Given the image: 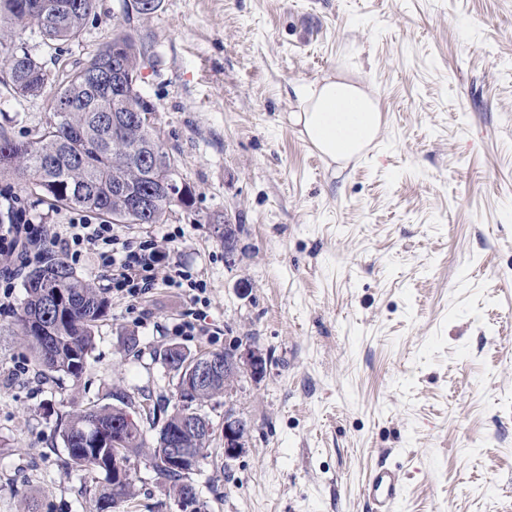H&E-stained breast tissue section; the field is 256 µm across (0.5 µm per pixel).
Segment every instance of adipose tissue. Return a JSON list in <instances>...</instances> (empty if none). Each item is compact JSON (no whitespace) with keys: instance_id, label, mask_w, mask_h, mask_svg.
I'll return each instance as SVG.
<instances>
[{"instance_id":"obj_1","label":"adipose tissue","mask_w":512,"mask_h":512,"mask_svg":"<svg viewBox=\"0 0 512 512\" xmlns=\"http://www.w3.org/2000/svg\"><path fill=\"white\" fill-rule=\"evenodd\" d=\"M288 119L319 153L332 162L361 156L382 127L379 102L357 85L323 79L303 88Z\"/></svg>"}]
</instances>
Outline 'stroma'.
Masks as SVG:
<instances>
[{
  "label": "stroma",
  "mask_w": 512,
  "mask_h": 512,
  "mask_svg": "<svg viewBox=\"0 0 512 512\" xmlns=\"http://www.w3.org/2000/svg\"><path fill=\"white\" fill-rule=\"evenodd\" d=\"M120 5L96 0L74 41L17 32L51 74L38 96L5 85L0 52L15 139L42 132L57 83L109 40ZM131 31L156 56L141 90L193 204L120 230L172 234L208 304L163 283L109 292L84 253L75 269L109 310L81 377L61 380L17 334L15 286L0 307V512H89L93 482L63 467L60 419L144 390L177 409L160 361L173 342L272 360L203 408L214 429L228 410L250 424L240 457L216 446L195 472L206 512H367L360 489L382 465L405 480L396 512H512V0H163ZM331 76L383 114L343 168L288 121L298 91ZM13 197L47 224L72 214L16 181L0 207ZM227 218L242 227L231 264L213 230ZM195 309L204 334L176 333ZM130 467L136 495L108 512H177L151 468Z\"/></svg>",
  "instance_id": "35a3bbf8"
}]
</instances>
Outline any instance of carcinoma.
<instances>
[{
    "instance_id": "obj_1",
    "label": "carcinoma",
    "mask_w": 512,
    "mask_h": 512,
    "mask_svg": "<svg viewBox=\"0 0 512 512\" xmlns=\"http://www.w3.org/2000/svg\"><path fill=\"white\" fill-rule=\"evenodd\" d=\"M96 0H0V31L35 27L50 43L77 39ZM140 53L132 36L115 28L112 38L67 75L55 96L54 111L38 137L18 141L0 126V179H18L69 208L112 218L117 224H163L173 201L158 194L156 178L174 168L159 148L155 168L143 166L158 136L155 112L133 82ZM14 93L37 96L49 83L45 66L24 51L7 55ZM26 299L16 318L19 335L43 370L77 379L94 345V327L108 310V299L71 266L46 257L29 269ZM189 396L211 398L224 392V379L191 386ZM140 410L159 427L151 446L143 429L121 408L95 406L69 415L62 431L67 450L63 466L103 473L107 485L95 500L96 512L134 497L132 478L112 479V459L141 457L164 480L165 496L196 503L184 484L192 464L170 461L165 448L197 457L204 425L181 428L183 414L168 412L152 395ZM198 504V503H196ZM198 504L194 512H204Z\"/></svg>"
}]
</instances>
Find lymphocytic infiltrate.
<instances>
[{"label":"lymphocytic infiltrate","mask_w":512,"mask_h":512,"mask_svg":"<svg viewBox=\"0 0 512 512\" xmlns=\"http://www.w3.org/2000/svg\"><path fill=\"white\" fill-rule=\"evenodd\" d=\"M46 242L59 246L73 263L80 262L87 250H98L100 267L113 289L131 298L147 293L160 279L176 288L184 286L201 294L206 291L205 284L193 279L157 240L149 236L127 238L115 225L80 213L71 216L62 230L30 217L0 228L1 289L13 288L18 266Z\"/></svg>","instance_id":"f902f5d3"}]
</instances>
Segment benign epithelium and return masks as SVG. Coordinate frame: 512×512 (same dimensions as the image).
I'll use <instances>...</instances> for the list:
<instances>
[{
	"mask_svg": "<svg viewBox=\"0 0 512 512\" xmlns=\"http://www.w3.org/2000/svg\"><path fill=\"white\" fill-rule=\"evenodd\" d=\"M239 233L240 227L238 225L224 222V228L220 232V236L224 237L225 259L229 264L234 261ZM166 350H178L185 355L186 362H195V365L192 366V374L195 375L196 381L199 383L206 382L217 375H224V395L226 396L234 391L240 373L245 372L252 380L260 381L268 371L269 358L267 355L250 345L245 346L239 352L224 357V363L222 364L213 359H208L209 352L207 351L192 352L179 343L168 345ZM205 358L208 359L206 363L203 362ZM161 361L166 368L169 379L172 380L175 391L180 395V399L187 404L183 413L201 418L206 424L207 441H212L213 425L206 415L199 412V407L203 406L202 400L198 398L193 400L182 395L179 382L183 369L171 364L164 354L161 355ZM192 404L197 405V408H190ZM248 430L249 427L245 419L231 412L224 414V426L221 435L224 458L232 460L244 452Z\"/></svg>",
	"mask_w": 512,
	"mask_h": 512,
	"instance_id": "1",
	"label": "benign epithelium"
}]
</instances>
